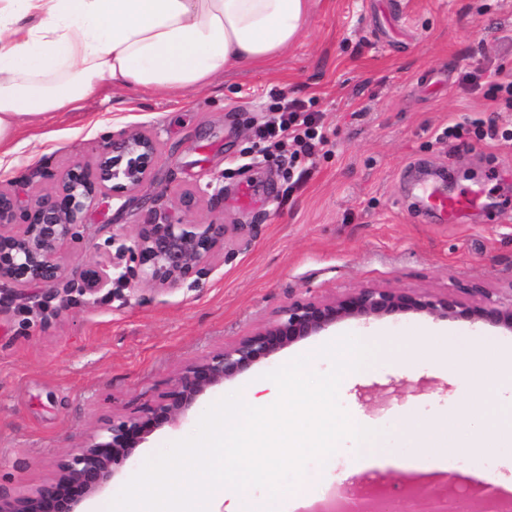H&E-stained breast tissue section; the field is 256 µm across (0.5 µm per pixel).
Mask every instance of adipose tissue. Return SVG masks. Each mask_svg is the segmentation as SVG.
<instances>
[{
  "mask_svg": "<svg viewBox=\"0 0 512 512\" xmlns=\"http://www.w3.org/2000/svg\"><path fill=\"white\" fill-rule=\"evenodd\" d=\"M310 0H0V168L14 152L23 122L76 108L106 84L171 93L205 87L232 67L273 61L300 37ZM258 406L254 387L225 411L212 439L220 478L206 487L202 506L186 512H279L268 448L278 438L290 457L309 449L331 454L341 432L357 444L352 474L395 468L418 476L455 471L459 453L451 433L470 425L467 413L428 430L427 443L406 459L375 447L372 426L337 421L322 409L297 434L275 399ZM269 484L265 499L247 485Z\"/></svg>",
  "mask_w": 512,
  "mask_h": 512,
  "instance_id": "obj_1",
  "label": "adipose tissue"
}]
</instances>
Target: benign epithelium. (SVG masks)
<instances>
[{
	"mask_svg": "<svg viewBox=\"0 0 512 512\" xmlns=\"http://www.w3.org/2000/svg\"><path fill=\"white\" fill-rule=\"evenodd\" d=\"M159 154L151 134L121 129L104 137L93 164L71 162L57 175L54 191L26 205L16 194L0 189V283L12 284L15 292L31 285L53 291L60 286L62 302L67 304L75 294L86 298L109 294L116 281L170 290L187 279L209 277L220 260L229 257L226 241L235 232L229 224H187L164 218L140 225L130 246L115 248V239H108L74 275L60 260L63 247L83 237L88 212L105 199L122 200L138 190L152 178ZM408 312L512 329V305L491 300L468 304L451 291L436 295L365 287L333 299L293 301L271 322L186 364L147 416L112 420L75 449L60 465L59 475L32 495L14 497L0 488V512H78L86 499L113 481L115 466L130 458L149 434L175 425L208 389L339 321ZM453 485L450 477L422 490L434 512L453 508Z\"/></svg>",
	"mask_w": 512,
	"mask_h": 512,
	"instance_id": "benign-epithelium-1",
	"label": "benign epithelium"
}]
</instances>
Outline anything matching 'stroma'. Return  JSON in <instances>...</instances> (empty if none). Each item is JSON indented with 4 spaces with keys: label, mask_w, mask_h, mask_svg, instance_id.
<instances>
[{
    "label": "stroma",
    "mask_w": 512,
    "mask_h": 512,
    "mask_svg": "<svg viewBox=\"0 0 512 512\" xmlns=\"http://www.w3.org/2000/svg\"><path fill=\"white\" fill-rule=\"evenodd\" d=\"M498 69L512 72V0H311L303 34L270 66L232 68L177 93L106 84L78 108L24 123L13 166L0 170V187L24 203L73 160L93 162L110 132L144 130L160 145L150 182L88 213L84 237L62 252L69 271L105 240L131 242L139 225L166 215L249 230L208 278L173 290L119 282L68 304L38 286L0 295V486L32 494L112 418L145 415L183 365L292 301L370 286L512 304V140L500 136L512 111L488 87L461 82ZM283 95L320 113L328 142L313 155L258 136ZM422 180L450 197L482 190L486 208L443 222L423 210ZM209 185L222 196L182 210L183 191ZM361 339L375 346L368 371L326 390L339 362L321 348ZM510 353L512 330L481 322L423 313L340 321L207 391L182 423L150 434L84 512L142 497L184 512L218 419L246 386L274 385L286 370L298 392L278 401L292 423L296 398L318 402L338 420L366 418L381 447L405 457L457 412L512 413ZM483 434L458 433L459 467L512 480V443L485 456L473 450ZM355 452L344 434L329 460L316 450L296 462L282 448L272 454L279 484L310 474L317 502L337 495Z\"/></svg>",
    "instance_id": "1"
}]
</instances>
